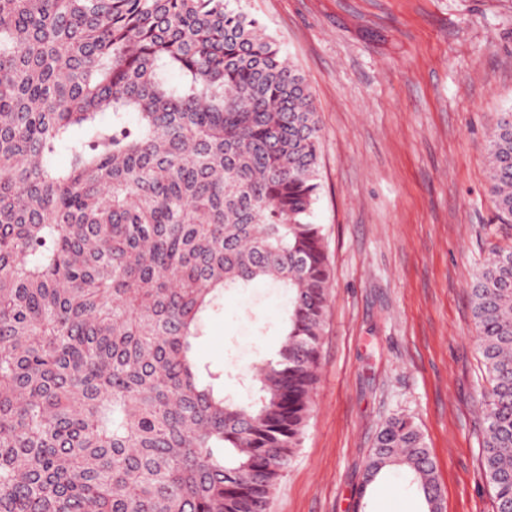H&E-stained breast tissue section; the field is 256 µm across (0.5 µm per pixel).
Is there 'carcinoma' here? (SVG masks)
Here are the masks:
<instances>
[{"label":"carcinoma","instance_id":"cac0c4a2","mask_svg":"<svg viewBox=\"0 0 512 512\" xmlns=\"http://www.w3.org/2000/svg\"><path fill=\"white\" fill-rule=\"evenodd\" d=\"M231 2L0 0V512H268L302 445L332 286L321 127L302 76ZM487 150L511 224L512 112ZM255 281L288 309L245 402L194 344L224 291ZM470 304L481 475L512 512V246ZM391 468L438 512L405 416L376 436L360 512Z\"/></svg>","mask_w":512,"mask_h":512}]
</instances>
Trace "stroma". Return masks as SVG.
I'll return each instance as SVG.
<instances>
[{"label": "stroma", "instance_id": "stroma-1", "mask_svg": "<svg viewBox=\"0 0 512 512\" xmlns=\"http://www.w3.org/2000/svg\"><path fill=\"white\" fill-rule=\"evenodd\" d=\"M312 91L322 128L315 221L333 286L301 447L271 512H355L381 425L410 417L442 512H494L480 473L483 393L470 283L512 246L487 191L486 135L512 110V0H241ZM287 308L265 282L226 292L195 343L224 371L275 355ZM366 512H426L387 471Z\"/></svg>", "mask_w": 512, "mask_h": 512}]
</instances>
